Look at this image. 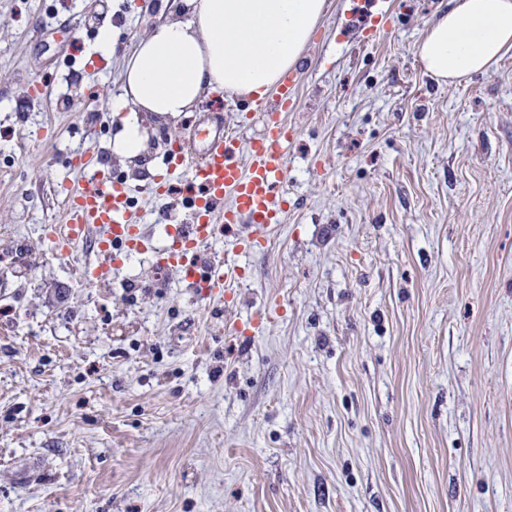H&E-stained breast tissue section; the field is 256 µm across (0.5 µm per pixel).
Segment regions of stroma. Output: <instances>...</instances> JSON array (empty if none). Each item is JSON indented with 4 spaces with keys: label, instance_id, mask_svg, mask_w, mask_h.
I'll return each mask as SVG.
<instances>
[{
    "label": "stroma",
    "instance_id": "1",
    "mask_svg": "<svg viewBox=\"0 0 512 512\" xmlns=\"http://www.w3.org/2000/svg\"><path fill=\"white\" fill-rule=\"evenodd\" d=\"M167 2L0 0V512H512V52L441 84L414 46L448 0H377L357 32L328 0L285 115V221L210 247L241 268L231 300L145 254L93 285L94 251L50 248L71 153H103L152 226L200 119L263 131L214 92L147 116L150 169L113 157L121 65Z\"/></svg>",
    "mask_w": 512,
    "mask_h": 512
}]
</instances>
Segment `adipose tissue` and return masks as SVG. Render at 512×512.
<instances>
[{"label":"adipose tissue","instance_id":"ef3b65f1","mask_svg":"<svg viewBox=\"0 0 512 512\" xmlns=\"http://www.w3.org/2000/svg\"><path fill=\"white\" fill-rule=\"evenodd\" d=\"M184 14L137 38L111 103L112 151L137 162L147 152L144 114L176 118L207 93L262 96L294 67L326 0H186ZM512 51V0H451L415 45L424 72L456 84L491 70Z\"/></svg>","mask_w":512,"mask_h":512}]
</instances>
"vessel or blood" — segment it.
<instances>
[{
  "label": "vessel or blood",
  "mask_w": 512,
  "mask_h": 512,
  "mask_svg": "<svg viewBox=\"0 0 512 512\" xmlns=\"http://www.w3.org/2000/svg\"><path fill=\"white\" fill-rule=\"evenodd\" d=\"M298 105L297 75L290 71L274 95L249 105L264 123L259 137L242 141L217 120L194 129L191 138L170 152L169 169L187 170L188 177L178 190L170 181L155 180L153 196L164 200L180 193L187 221L165 225L161 243L142 221L134 188L114 179L100 153H85L80 159L84 183L68 187L61 222L50 236L56 256L69 258L79 243L94 241L97 258L87 266L86 277L106 286L124 257L147 254L156 266L182 274L203 297L223 300L239 272L234 264L208 257L206 248L224 233L233 235L236 252L245 254L263 245L266 232L283 223L288 207L286 155L293 138L283 115ZM242 223L251 225V236H236Z\"/></svg>",
  "instance_id": "vessel-or-blood-1"
}]
</instances>
